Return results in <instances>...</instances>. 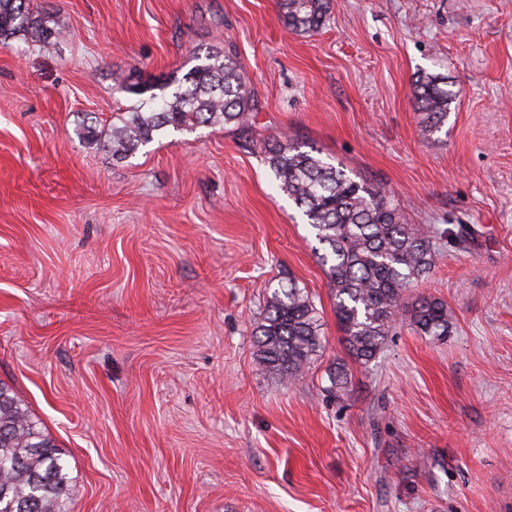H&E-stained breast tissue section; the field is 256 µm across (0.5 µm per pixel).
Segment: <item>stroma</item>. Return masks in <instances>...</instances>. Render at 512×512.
Listing matches in <instances>:
<instances>
[{"label": "stroma", "mask_w": 512, "mask_h": 512, "mask_svg": "<svg viewBox=\"0 0 512 512\" xmlns=\"http://www.w3.org/2000/svg\"><path fill=\"white\" fill-rule=\"evenodd\" d=\"M53 48L0 47V381L74 479L70 512H512V0H328L288 32L280 0H36ZM234 47L252 133L170 131L116 162L78 139ZM448 79V130L412 91ZM291 136L379 185L406 223L468 225L406 291L447 301L445 339L401 320L345 358L334 297L265 147ZM314 300L325 348L289 383L258 362L274 288ZM327 378L329 385L324 390L329 396L338 400H344L352 396L354 387L347 363L342 360L334 362L333 366L328 370Z\"/></svg>", "instance_id": "stroma-1"}]
</instances>
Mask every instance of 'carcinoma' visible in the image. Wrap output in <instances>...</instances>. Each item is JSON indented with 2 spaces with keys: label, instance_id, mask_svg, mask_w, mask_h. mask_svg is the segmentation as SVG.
<instances>
[{
  "label": "carcinoma",
  "instance_id": "carcinoma-1",
  "mask_svg": "<svg viewBox=\"0 0 512 512\" xmlns=\"http://www.w3.org/2000/svg\"><path fill=\"white\" fill-rule=\"evenodd\" d=\"M281 9L288 30L314 33L325 22L328 3L281 0ZM50 22L49 14L33 8V0H0L1 45L19 34L51 47L64 31ZM443 80L429 75L413 89L427 136L448 123L452 94L442 87ZM115 81L128 93L147 92L133 73H119ZM185 83L168 97L153 96L117 113L110 130H97L98 118L92 115L82 129L105 142L117 162L170 129L190 132L222 124L243 133L252 130L256 104L233 49L207 52ZM265 160L274 188L302 211L320 245L319 259L335 296L336 323L347 355L359 364L372 362L396 328L403 293L436 265L432 226L405 223L400 208L380 188L355 180L313 147L301 150L292 137L266 149ZM408 313L410 324L424 335H448L452 321L446 301L423 296ZM322 326L306 290L291 282L274 289L254 333L260 364L290 382L298 380L324 348ZM327 378L329 396H352L347 363H333ZM70 482L69 465L52 439L0 382V512H69Z\"/></svg>",
  "mask_w": 512,
  "mask_h": 512
}]
</instances>
